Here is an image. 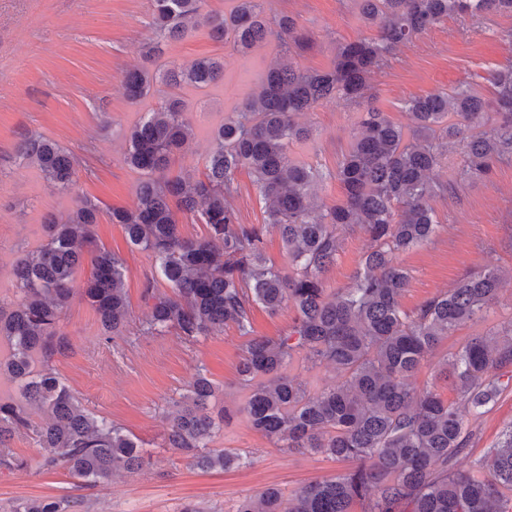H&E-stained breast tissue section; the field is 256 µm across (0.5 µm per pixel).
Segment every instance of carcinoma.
I'll return each instance as SVG.
<instances>
[{
  "label": "carcinoma",
  "instance_id": "obj_1",
  "mask_svg": "<svg viewBox=\"0 0 512 512\" xmlns=\"http://www.w3.org/2000/svg\"><path fill=\"white\" fill-rule=\"evenodd\" d=\"M153 37L145 56L204 26L210 38L230 40L247 52L274 39L278 57L259 86L220 121L200 175L170 174L173 158L192 138L185 119L183 89L224 80V63L203 57L162 72L135 68L123 76L126 98L139 104L155 83L167 88L157 106L130 130L125 163L140 172L130 208L110 211L129 242L151 253L173 290L159 292L155 279L144 285L150 308L141 331H173L189 344L231 324L248 338L237 373L246 391L240 412L250 427L286 451L320 454L352 467L316 480L284 497L267 488L239 512H512V426L487 462L468 472L455 459L474 436L468 416L479 417L512 384V322L501 331L469 337L448 351L437 376L450 381L459 402H444L436 383L414 380L424 361L460 326L486 319L504 273L484 268L465 275L448 291L413 311L400 298L410 282L397 255L428 241L437 222L431 201L452 193L432 171L447 151L463 154V174L483 178L512 159V65L489 72L488 88L465 84L412 97L405 109L408 128L391 120L365 95L368 77L389 66L394 50L449 17L478 21L512 15V0H354L360 19L375 35L340 44L332 66L302 70L291 53L314 44L290 15L267 17L265 0H237L228 12L201 14L204 0H151ZM336 101L355 106L357 134L336 167L342 198L332 206L316 188L323 174L288 154L292 143L313 131L295 117ZM20 157L36 167L46 186L68 195L80 166L70 151L39 133L27 135ZM245 168L265 203L261 224H241L231 198L235 177ZM204 225L198 238L181 234L177 213ZM101 213L94 199L47 221L46 237L11 269L18 301L0 303V341L10 355L0 361L16 384L17 397H0V470L24 467L8 441L33 433L43 448L39 467L65 465L71 477L97 483L145 464L137 438L89 412L51 362L69 349L60 315L78 296L98 316L101 335L119 333L130 320L126 268L117 255L100 250L82 287L76 270L95 242ZM274 229L288 254V268L267 262L264 236ZM360 231L369 240L359 268L344 288L325 286L324 275L341 249L340 231ZM275 313L290 305L295 318L276 339L253 335L251 308ZM306 372L332 367L340 380L311 392L285 373L294 360ZM216 386L197 372L188 393L172 402L165 445L203 470H228L249 463L234 449L215 448L224 415L214 416ZM35 408L46 415L38 425ZM67 500L28 501L15 512H68Z\"/></svg>",
  "mask_w": 512,
  "mask_h": 512
}]
</instances>
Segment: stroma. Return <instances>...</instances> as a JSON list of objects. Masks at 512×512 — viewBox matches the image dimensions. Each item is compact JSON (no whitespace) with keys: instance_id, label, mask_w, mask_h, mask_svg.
Here are the masks:
<instances>
[{"instance_id":"1","label":"stroma","mask_w":512,"mask_h":512,"mask_svg":"<svg viewBox=\"0 0 512 512\" xmlns=\"http://www.w3.org/2000/svg\"><path fill=\"white\" fill-rule=\"evenodd\" d=\"M267 11L294 16L313 34V48L295 58L305 70L330 67L337 43L372 34L353 15L351 0H268ZM151 19L150 0H0V301H15L11 267L42 240L44 218L71 205L70 197L53 192L39 171L19 157L25 136L37 132L81 159L76 190L98 199L103 209L95 246L119 255L128 267L129 325L104 339L95 312L73 300L60 319L70 347L54 359L53 367L84 406L137 437L152 455L151 466L136 474L80 485L64 467L38 469L41 450L34 435H14L10 446L30 467L0 472V512H14L20 503L43 498L77 502L80 512H182L188 505L197 512H237L245 499L265 488L287 494L343 469L342 463L318 454L282 452L249 427L240 412L244 397L237 376L246 340L235 327L195 344L172 332L151 335L140 330L149 313L143 286L155 271V260L132 248L108 213L133 203L140 175L124 161L127 136L159 95L154 92L144 103H131L124 95L123 75L135 66L155 71L174 63L187 66L205 56L223 59L222 85L184 92L189 105L185 117L195 136L174 166L199 173L210 151L212 128L256 87L277 54L272 41L248 54L238 53L232 42L214 41L202 28L148 61L143 53L152 36ZM511 29L512 15L503 14L477 22L451 17L418 34L397 49L388 68L373 75L378 107L406 125L410 117L404 103L411 97L482 83L488 71L512 59V51L498 38ZM298 121L316 137L293 144L289 156L324 172L319 196L334 205L342 197L334 172L355 133L357 114L338 102L304 113ZM462 166V155L452 153L434 170L433 179L454 183L455 192L433 202L439 228L432 240L398 257L410 274L401 297L406 310L453 288L473 269H512V161L496 164L486 179L463 177ZM365 247L361 233L344 232L336 264L324 276L326 287L350 283ZM511 321L508 280L488 321L457 329L428 357L418 382L433 379V367L446 348ZM198 371L219 386L216 406L228 414L216 447L247 453L249 466L205 472L164 447V411L185 394ZM511 426L509 390L473 421L475 435L468 451L457 458L456 469H472Z\"/></svg>"}]
</instances>
